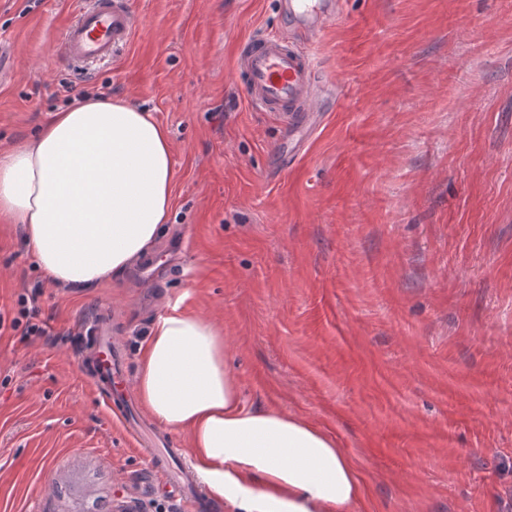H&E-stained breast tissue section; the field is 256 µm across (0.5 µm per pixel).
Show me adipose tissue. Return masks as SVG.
Here are the masks:
<instances>
[{"label": "adipose tissue", "instance_id": "obj_1", "mask_svg": "<svg viewBox=\"0 0 512 512\" xmlns=\"http://www.w3.org/2000/svg\"><path fill=\"white\" fill-rule=\"evenodd\" d=\"M168 131L127 102L87 98L0 155V217L51 283L97 286L149 257L173 198ZM135 388L153 416L188 430L210 490L233 512H353L355 467L317 426L245 407L221 333L178 310L156 317Z\"/></svg>", "mask_w": 512, "mask_h": 512}]
</instances>
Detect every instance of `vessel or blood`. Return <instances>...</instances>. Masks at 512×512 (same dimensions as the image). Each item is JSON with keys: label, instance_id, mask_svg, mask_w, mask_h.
Masks as SVG:
<instances>
[{"label": "vessel or blood", "instance_id": "1", "mask_svg": "<svg viewBox=\"0 0 512 512\" xmlns=\"http://www.w3.org/2000/svg\"><path fill=\"white\" fill-rule=\"evenodd\" d=\"M281 8L297 28L308 35L323 32L340 12L341 0H280ZM140 27L130 0H81L74 19L56 43L57 59L72 70H87L112 59ZM235 78L244 99L261 111L273 113L282 125L299 129L320 101L322 81L306 50L282 37L258 35L243 47ZM86 372L108 405L120 407L128 432L144 436L151 472L165 484L189 483V472L172 468L179 449L161 453L157 439L147 432L137 414L123 357L112 339L107 318L92 325L82 350Z\"/></svg>", "mask_w": 512, "mask_h": 512}]
</instances>
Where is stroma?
Segmentation results:
<instances>
[{"label":"stroma","instance_id":"35a3bbf8","mask_svg":"<svg viewBox=\"0 0 512 512\" xmlns=\"http://www.w3.org/2000/svg\"><path fill=\"white\" fill-rule=\"evenodd\" d=\"M109 62L59 68L75 0H0V152L78 97L152 112L173 204L152 257L44 282L0 221V512H183L95 392L77 331L109 311L129 371L171 306L213 321L247 406L334 438L356 512H512V0H345L308 51L340 93L313 128L251 107L244 44L303 41L276 0H132ZM39 294V288H33L30 294H21L18 296L17 305L19 306L18 317H14L9 327L16 330L22 323L21 319H26L24 331L27 335H38L43 336L47 333L46 323L41 322L33 323V319L38 316V309L35 306L37 296Z\"/></svg>","mask_w":512,"mask_h":512}]
</instances>
